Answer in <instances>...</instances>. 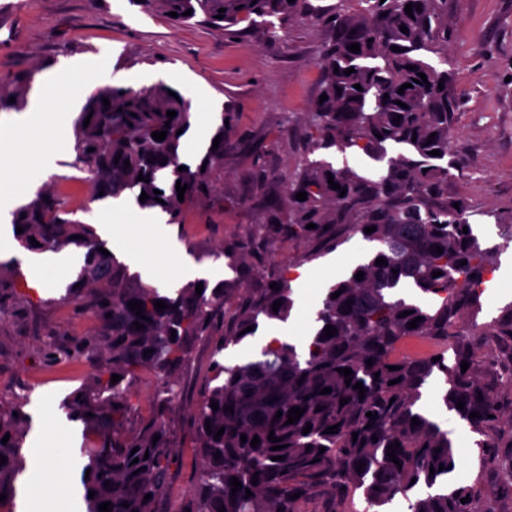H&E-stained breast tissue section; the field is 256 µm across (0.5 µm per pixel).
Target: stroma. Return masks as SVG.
I'll list each match as a JSON object with an SVG mask.
<instances>
[{
    "mask_svg": "<svg viewBox=\"0 0 512 512\" xmlns=\"http://www.w3.org/2000/svg\"><path fill=\"white\" fill-rule=\"evenodd\" d=\"M337 0H308L305 10L285 25L286 44L269 43L261 30L230 33L203 24L173 25L162 14L131 0H0V80L35 72L26 109L0 112V175L14 178V196L0 205V233L10 234L12 211L31 200L52 175L69 168L73 122L86 96L113 81L141 87L164 82L182 90L197 85L193 112L235 116L224 131V170L212 198L190 209L176 225V240L200 265L210 266V251L235 244L258 229L268 204H288V186L306 154L301 135L312 102L321 89L318 62L332 39L313 19L316 10ZM455 22L450 47L455 90L463 95L452 138L454 152L470 162L465 175L448 181V192L466 199L476 235L485 246L512 256L494 216L512 210V0H448ZM97 59L101 76L75 94L44 100L40 75ZM25 119L30 139L46 162L45 170L25 173L17 160L21 145L10 127ZM127 244L145 252L154 285L180 284L164 242H143L135 225H125ZM303 241L275 243L264 266L251 272L261 287L285 263L317 269L328 256ZM64 268L29 286L12 300L0 319V403L23 402L31 436L25 456L52 453L57 467L79 483L80 439L62 442L68 420L60 402L103 365L102 330L87 305L61 298L75 280ZM213 341H195L174 378L179 395L166 407L154 399L157 377L143 371L128 379L133 411L129 431L163 416L177 462L165 490L169 512H179L200 471L198 439L190 413L211 376ZM441 382H431L422 399L429 414L447 431L463 467L478 471V450L468 423L439 402Z\"/></svg>",
    "mask_w": 512,
    "mask_h": 512,
    "instance_id": "obj_1",
    "label": "stroma"
}]
</instances>
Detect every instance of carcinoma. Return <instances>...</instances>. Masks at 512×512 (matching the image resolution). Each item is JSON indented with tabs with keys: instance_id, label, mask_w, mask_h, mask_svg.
Listing matches in <instances>:
<instances>
[{
	"instance_id": "cac0c4a2",
	"label": "carcinoma",
	"mask_w": 512,
	"mask_h": 512,
	"mask_svg": "<svg viewBox=\"0 0 512 512\" xmlns=\"http://www.w3.org/2000/svg\"><path fill=\"white\" fill-rule=\"evenodd\" d=\"M300 2L144 0L165 15L177 13L173 19L177 25L203 23L228 31L246 22L264 28L271 41L283 39V27L269 18L291 20ZM359 3L361 9L353 15L336 10L315 16L318 24L333 32L319 62L321 93L328 99L312 103L302 130L307 158L288 187V217L273 206L260 220L259 232L268 241L305 240L328 251L358 234L374 244L345 279L327 288L314 332L303 347L274 340L262 345L255 356L233 365L221 357L229 346L255 336L260 321L286 319L293 305L289 265L262 287H249V260L255 258L250 239L226 252L210 253L242 271L235 287L226 283L212 287L204 281L198 295L193 281L169 293L130 273L114 254L98 251L105 243L96 229L72 218L73 211L53 186L40 189L13 212L12 227L24 228L14 238L26 249L58 252L72 242L86 249L76 281L61 301L79 304L91 296L92 317L111 340L107 367L99 370L91 385L62 403L68 419L85 424L80 453L86 458L82 471H90L89 478L81 479L86 512H99L104 502L111 503L112 512H161L175 453L166 425L158 417L134 433H124L131 403L122 382L139 370H152L161 376L157 401L169 404L177 394L172 373L185 362L189 344L216 335L220 323L224 337L215 343L214 385L206 387L192 414L201 471L186 502L189 512H299V504L309 497L328 499L327 512H357V500L365 503L363 512H388L397 499L406 501L409 512H512V305L489 322H477L497 250L483 246L474 234L465 200L448 195V179L470 167L452 149L460 97L449 90L448 49L455 26L448 16V0ZM409 3L420 6L411 16L405 12ZM220 8L225 12H218ZM189 9L192 14H185ZM219 14L223 18H217ZM402 25L408 32L400 30ZM353 43L359 44L360 52L347 49ZM393 46L399 51H392ZM409 65L414 69H407ZM349 68L354 72L347 76L344 71ZM420 72L427 82L413 83L398 93L401 85L420 79ZM31 78L26 73L0 84V110L25 103ZM356 84L362 90L354 88ZM171 91L176 96L169 95ZM105 98L110 105L103 104ZM397 100L406 107L395 104ZM171 110L177 112L172 119L166 116ZM87 118L90 124L85 127ZM190 125V99L164 82L137 89L106 85L87 96L78 112L73 160L67 166L87 173L95 199H101L102 192L106 198L137 200L144 192L149 198L139 203L141 208L158 209L168 216L167 223L181 224L189 207L204 202L216 190L224 167L222 141L216 149L207 147L193 164L181 161L183 133ZM163 130L166 138L154 140L152 132ZM433 150L440 155H430ZM334 151L363 155L373 166L362 169L345 160L336 167L325 159ZM118 154L121 158L116 163ZM181 166L187 170L178 171ZM141 174L150 176V181L138 180ZM330 175L340 189L330 188ZM178 181L188 185L182 201L176 192ZM155 189L161 194H154ZM301 191L307 193L304 201L296 199ZM157 197L162 202L155 201ZM456 202L457 208L453 207ZM309 223L316 228H307ZM372 226L376 231L365 232ZM73 235L77 239H71ZM33 238L39 245L31 243ZM437 245L443 253L435 251ZM378 258L387 265H375ZM463 260L467 264L459 265ZM394 269L398 273H392ZM360 271L364 278L358 281L355 276ZM436 271L442 275L432 276ZM273 282L279 290L270 288ZM406 283L419 290L427 303L402 297L400 288ZM25 287L27 281L17 270L7 279L0 275V288L15 296ZM337 291L340 295L332 298ZM131 300L142 302L145 318L128 308ZM158 300L167 309L156 310ZM348 300L352 301L349 308L345 307ZM276 301L281 306L275 312ZM404 311L409 315L401 316ZM417 317L422 321L408 328ZM135 321L144 328L136 329ZM328 325L337 329L329 339L324 332ZM417 337L431 340L440 350L425 357L396 354L403 341ZM148 349L152 353L144 354ZM370 358L373 365L369 367ZM464 361L469 367L463 372ZM391 366L395 370H389ZM340 368L352 370L350 383H345ZM114 374L120 381L113 384ZM397 378L400 382L390 384ZM434 378L444 380L445 407L484 436L478 448L479 471L469 484L454 479L460 461L448 432L418 406L422 390ZM358 382L366 389L362 400L354 388ZM326 387L331 393H320ZM342 399L348 403L340 404ZM213 400L218 402L216 411L211 408ZM460 400L461 410L457 409ZM230 405L233 412L224 411ZM293 407L305 412L287 425ZM279 410L282 416L277 419ZM368 412L376 418L367 417ZM472 412L480 417L469 418ZM414 418L419 421L415 426L411 425ZM27 423L22 406L0 404V440L10 435L6 444L0 443V455L7 458L0 465V493L6 494L0 512H13L16 507L17 479L25 468ZM308 423L311 431L304 435ZM333 425L338 432L326 433ZM220 428L224 433L217 438ZM271 431L283 448L272 450L276 443L268 439ZM354 432L358 437H352ZM156 435L159 439L154 443ZM242 435L247 442L240 441ZM255 436L260 442L254 448L250 440ZM397 442L400 467L388 456L389 446ZM217 452L221 453L218 459L214 458ZM278 456L284 460H276ZM361 461L365 467L359 470ZM489 471L495 475L490 484L485 482ZM233 477L242 484L234 495ZM106 482L111 487H105ZM91 491L95 492L92 498ZM297 492L300 496L291 498ZM148 493L152 494L149 500L145 499ZM466 496L469 502H461ZM124 502L129 506H122Z\"/></svg>"
}]
</instances>
